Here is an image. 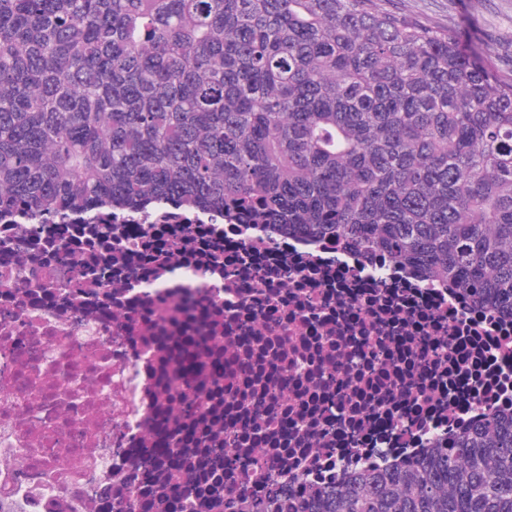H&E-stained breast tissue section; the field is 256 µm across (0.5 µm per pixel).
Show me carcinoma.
Instances as JSON below:
<instances>
[{"label":"carcinoma","instance_id":"cac0c4a2","mask_svg":"<svg viewBox=\"0 0 512 512\" xmlns=\"http://www.w3.org/2000/svg\"><path fill=\"white\" fill-rule=\"evenodd\" d=\"M165 202L512 313V77L377 0H0V210ZM271 512H512V413Z\"/></svg>","mask_w":512,"mask_h":512}]
</instances>
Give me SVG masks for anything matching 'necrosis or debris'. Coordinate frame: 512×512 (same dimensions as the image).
Instances as JSON below:
<instances>
[{
    "label": "necrosis or debris",
    "mask_w": 512,
    "mask_h": 512,
    "mask_svg": "<svg viewBox=\"0 0 512 512\" xmlns=\"http://www.w3.org/2000/svg\"><path fill=\"white\" fill-rule=\"evenodd\" d=\"M512 409V317L174 206L0 215V512H254Z\"/></svg>",
    "instance_id": "necrosis-or-debris-1"
}]
</instances>
